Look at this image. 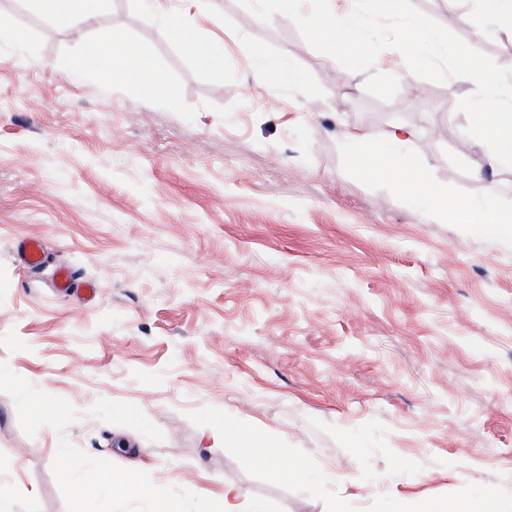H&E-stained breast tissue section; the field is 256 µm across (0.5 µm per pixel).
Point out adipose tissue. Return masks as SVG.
I'll list each match as a JSON object with an SVG mask.
<instances>
[{
  "label": "adipose tissue",
  "mask_w": 512,
  "mask_h": 512,
  "mask_svg": "<svg viewBox=\"0 0 512 512\" xmlns=\"http://www.w3.org/2000/svg\"><path fill=\"white\" fill-rule=\"evenodd\" d=\"M411 135L408 128H395L383 145L353 134L346 147L366 176L382 178L401 194L420 201L430 219L441 224H477L492 236L512 235V206L477 205L450 196L447 188L436 183L427 162L399 152V145Z\"/></svg>",
  "instance_id": "obj_1"
}]
</instances>
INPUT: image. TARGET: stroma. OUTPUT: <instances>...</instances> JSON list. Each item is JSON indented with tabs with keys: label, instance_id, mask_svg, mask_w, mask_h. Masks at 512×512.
I'll list each match as a JSON object with an SVG mask.
<instances>
[{
	"label": "stroma",
	"instance_id": "stroma-1",
	"mask_svg": "<svg viewBox=\"0 0 512 512\" xmlns=\"http://www.w3.org/2000/svg\"><path fill=\"white\" fill-rule=\"evenodd\" d=\"M212 6L202 62L187 0L87 23L0 0V512H76L79 482L86 512H218L228 484L252 512H512V236L428 219L343 147L410 124L450 194L512 204L464 134L472 86L384 101L285 16ZM110 42L134 59L108 82L87 49ZM130 470L155 500L95 484ZM188 50L196 57L206 61L224 52V44L217 39H186ZM491 500L487 495L470 497L459 503L440 504L437 512H491Z\"/></svg>",
	"mask_w": 512,
	"mask_h": 512
}]
</instances>
